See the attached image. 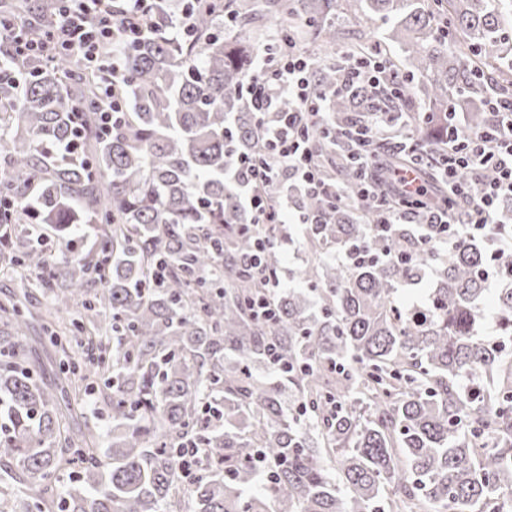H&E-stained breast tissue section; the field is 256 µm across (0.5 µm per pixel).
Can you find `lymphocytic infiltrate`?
<instances>
[{
    "label": "lymphocytic infiltrate",
    "instance_id": "obj_1",
    "mask_svg": "<svg viewBox=\"0 0 512 512\" xmlns=\"http://www.w3.org/2000/svg\"><path fill=\"white\" fill-rule=\"evenodd\" d=\"M154 2L126 0L124 15L117 17L107 0H79L78 5L60 8L58 24L43 39H30L25 29L8 26L0 31V42L18 60L39 62L52 51L62 50L98 68L105 79L99 102V132L104 135L112 129L113 114L124 109L117 90L121 51L144 36ZM255 59L257 67L247 78L245 90L259 121L262 148L249 159L252 178L242 186V203L251 214L249 229L254 237V252L245 266L263 285L262 295L253 304L255 316L271 319V302L282 286L279 276L266 272L265 249L287 243V235L280 231L283 224L309 221L295 204L292 191L296 188L352 204L369 215L378 234L397 224H409L420 244L435 249L466 237L489 242L496 256L512 251V241L499 239L494 229L499 221L498 200L512 197V100L489 99L492 124L488 128L457 125L449 129L447 146L437 151V176L446 194L443 206L421 205L428 189L408 168L391 175L403 198L401 205L393 206L373 178L381 165L380 153L359 156L362 179L355 197H348L343 186L317 177L308 129L321 120L325 96L312 81L315 59L302 49L276 56L265 48L257 51ZM384 71L377 58L345 54L336 89L376 86ZM365 141L383 143L390 151L419 149L407 119L395 112H371L365 123L336 136L337 145L348 149Z\"/></svg>",
    "mask_w": 512,
    "mask_h": 512
}]
</instances>
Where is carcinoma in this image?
I'll return each instance as SVG.
<instances>
[{"instance_id": "1", "label": "carcinoma", "mask_w": 512, "mask_h": 512, "mask_svg": "<svg viewBox=\"0 0 512 512\" xmlns=\"http://www.w3.org/2000/svg\"><path fill=\"white\" fill-rule=\"evenodd\" d=\"M190 38L171 33L175 11L156 0L151 32L121 59L125 111L98 134L101 74L63 53L0 80V251L63 315L44 333L63 377L38 382L21 343L18 303L0 307V481L21 486L25 512H512V288L494 299L502 340L476 336L488 253L462 238L439 257L398 224L381 238L332 200L300 192L311 250L355 249L349 262L313 263L306 287L255 318L259 285L241 261L251 222L225 168L260 148L244 90L256 42L219 20L260 27L274 46L316 48L314 80L328 123L308 131L318 174L357 190L353 159L332 142L368 93H336L339 9L375 33L355 47L408 82L388 104L426 106L418 141L448 140L457 112L485 128L493 95L512 98V0H194ZM26 224L30 230L18 231ZM41 224L74 235L93 226L85 254H47ZM413 260L402 264L398 254ZM428 283L422 306L398 297ZM272 377L255 374L271 368ZM103 382L112 446L80 423L83 382ZM294 397L285 415L282 391ZM257 451L272 472L253 465ZM207 467L189 480L185 453ZM335 459L334 473L325 458ZM71 465L83 484L53 477Z\"/></svg>"}]
</instances>
